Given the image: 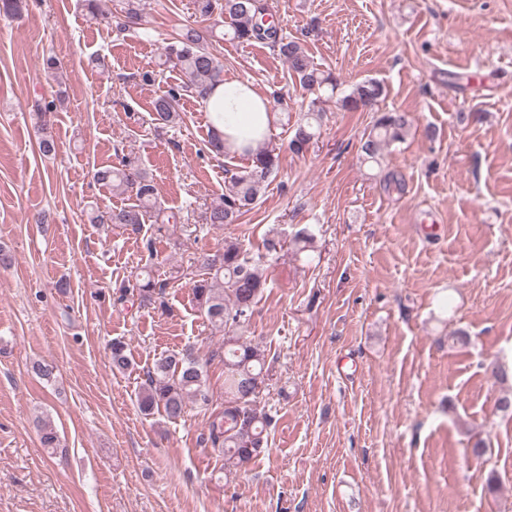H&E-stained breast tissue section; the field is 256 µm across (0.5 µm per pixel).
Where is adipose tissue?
<instances>
[{"mask_svg": "<svg viewBox=\"0 0 512 512\" xmlns=\"http://www.w3.org/2000/svg\"><path fill=\"white\" fill-rule=\"evenodd\" d=\"M201 105L225 147L239 154L267 140L276 121L268 99L251 83L236 78L212 88Z\"/></svg>", "mask_w": 512, "mask_h": 512, "instance_id": "obj_1", "label": "adipose tissue"}]
</instances>
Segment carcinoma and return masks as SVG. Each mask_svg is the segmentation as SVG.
Here are the masks:
<instances>
[{
  "mask_svg": "<svg viewBox=\"0 0 512 512\" xmlns=\"http://www.w3.org/2000/svg\"><path fill=\"white\" fill-rule=\"evenodd\" d=\"M92 19L112 25V13L100 9L98 0H83ZM195 9L202 17L229 20L224 35L240 43L265 42L283 56L288 73L306 92L315 95L288 142L295 155L308 151L320 135L322 108L318 107L321 91L338 89L336 76L314 65L306 49L296 40L281 34L275 25L264 23L267 11L265 0H195ZM165 63L179 75V83L167 94L153 102V121L158 125L174 126L183 121L179 101L186 97H203L224 81V64L209 48L206 32L188 28L164 47ZM384 95L383 85L367 79L352 86L341 99L348 111H363L373 107ZM54 101L34 105L41 134L39 148L44 153L54 150V140L48 132L46 116ZM412 126L407 112L388 111L377 115L373 128L361 144L363 160L376 163L383 145L404 140ZM249 166L231 171V188L219 195L207 209L206 221L213 226L234 223L250 206L256 203L266 183L278 172L279 153L263 144L248 152ZM93 179L101 186L119 189L135 198V202L121 207L92 213L93 224H112L138 232L148 218L157 220L155 232L162 234L165 222L158 207L157 191L149 173L127 159L117 165L93 169ZM202 273L193 280L192 294L201 316L217 333L224 335V410L209 424L208 441L213 449L228 456L242 467L258 457L268 446V430L272 417L258 408L257 399L268 376L266 355L258 346L243 340L240 330L251 318L254 308L263 297L267 276L260 265L245 258L242 243L237 239L224 240V249L207 255L200 263ZM166 284L155 279L152 270H143L122 282L118 301L137 294L140 301L165 306ZM112 367L126 371L131 367L127 347L121 340L110 344ZM208 361L199 358L187 346L173 352L154 364L146 372V379L138 396L140 411L149 416L163 413L170 420L181 418L190 403L208 402ZM43 447H59L57 430L48 422L37 424Z\"/></svg>",
  "mask_w": 512,
  "mask_h": 512,
  "instance_id": "1",
  "label": "carcinoma"
}]
</instances>
